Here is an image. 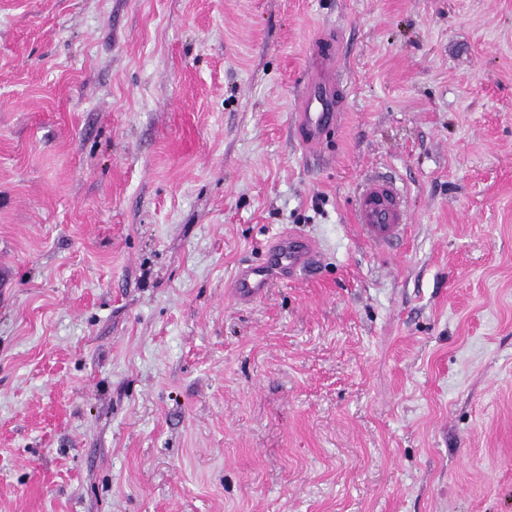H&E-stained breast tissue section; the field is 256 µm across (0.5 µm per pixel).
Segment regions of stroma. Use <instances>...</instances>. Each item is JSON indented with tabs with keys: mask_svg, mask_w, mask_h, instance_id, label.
Wrapping results in <instances>:
<instances>
[{
	"mask_svg": "<svg viewBox=\"0 0 512 512\" xmlns=\"http://www.w3.org/2000/svg\"><path fill=\"white\" fill-rule=\"evenodd\" d=\"M0 512H512V0H0ZM312 81L308 82L305 93L300 98L299 125L302 130V142L309 151H316L327 130L338 122L337 101L334 99L338 83L334 65L329 55H319ZM364 239L378 247H393L407 231L402 195L392 179L372 177L358 191L353 211ZM273 263L249 265L236 275L233 287L238 299L256 300L263 295L278 270L284 278L307 267L316 255V246L310 240L293 235L279 240L272 249Z\"/></svg>",
	"mask_w": 512,
	"mask_h": 512,
	"instance_id": "1",
	"label": "stroma"
}]
</instances>
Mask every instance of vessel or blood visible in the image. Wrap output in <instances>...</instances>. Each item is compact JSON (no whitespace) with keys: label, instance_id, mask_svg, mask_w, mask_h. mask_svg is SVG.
I'll return each instance as SVG.
<instances>
[{"label":"vessel or blood","instance_id":"b4317fda","mask_svg":"<svg viewBox=\"0 0 512 512\" xmlns=\"http://www.w3.org/2000/svg\"><path fill=\"white\" fill-rule=\"evenodd\" d=\"M338 86L330 56H322L312 81L300 98L299 125L307 150H317L327 130L338 122L340 114L334 99ZM355 224L364 239L379 247L397 245L407 231V214L402 195L392 179L373 177L360 188L353 211ZM316 255L312 241L295 236L279 240L269 263L243 267L233 288L237 298L255 300L268 288L273 274L287 276L307 267Z\"/></svg>","mask_w":512,"mask_h":512}]
</instances>
